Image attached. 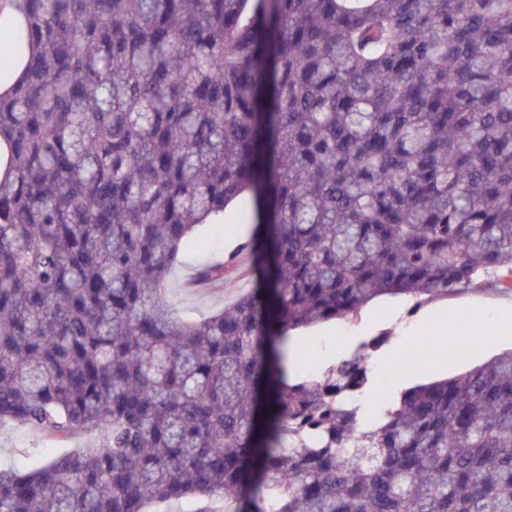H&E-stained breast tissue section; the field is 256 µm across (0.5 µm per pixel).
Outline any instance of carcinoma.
Here are the masks:
<instances>
[{
  "label": "carcinoma",
  "mask_w": 512,
  "mask_h": 512,
  "mask_svg": "<svg viewBox=\"0 0 512 512\" xmlns=\"http://www.w3.org/2000/svg\"><path fill=\"white\" fill-rule=\"evenodd\" d=\"M0 97V427L81 448L0 466V512H512V351L390 395L362 341L285 381L289 332L387 295L512 290V0H23ZM256 225L195 281L207 216ZM30 48L24 45L21 53L12 55L0 67V96L9 94L15 85L23 78L25 62L29 59ZM244 197L241 196L226 209L223 224L216 222L223 214L207 219V225L196 232V245L182 252L171 269L165 297L181 317L200 319L209 316L257 283V275L253 274L251 279L228 278L217 288L190 287L186 284L202 265L225 256L230 248L229 243H238L251 235L254 223L242 222L240 215L245 211L252 214L255 207L251 197Z\"/></svg>",
  "instance_id": "obj_1"
}]
</instances>
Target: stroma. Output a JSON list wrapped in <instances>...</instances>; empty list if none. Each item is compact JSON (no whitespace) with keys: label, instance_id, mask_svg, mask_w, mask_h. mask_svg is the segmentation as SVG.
<instances>
[{"label":"stroma","instance_id":"obj_1","mask_svg":"<svg viewBox=\"0 0 512 512\" xmlns=\"http://www.w3.org/2000/svg\"><path fill=\"white\" fill-rule=\"evenodd\" d=\"M253 209L252 198L235 200L226 209L223 223L209 224L197 231L194 245L180 254L169 274L165 297L181 317L200 319L209 316L253 287V280L246 278L226 279L217 288H198L190 283L202 265L225 256L230 243L251 235L253 224L242 222L240 216ZM505 302L512 304V291L501 292L492 288H468L421 304L412 297H384L363 309L356 318L297 331V342L291 345L289 352L294 355L300 346H309L320 367L325 368L330 361L350 354L366 338L383 333L388 337L386 350L400 346L409 348L425 337L427 323L448 321L462 308L479 321L483 319L486 307ZM511 348L512 329H508L494 336L488 346L471 351L467 357L440 360L438 368L432 372L413 377L399 375L391 387L398 393L416 384L450 377ZM55 450L54 442L25 425L15 423L0 429L1 463L25 471L32 468L38 458Z\"/></svg>","mask_w":512,"mask_h":512}]
</instances>
